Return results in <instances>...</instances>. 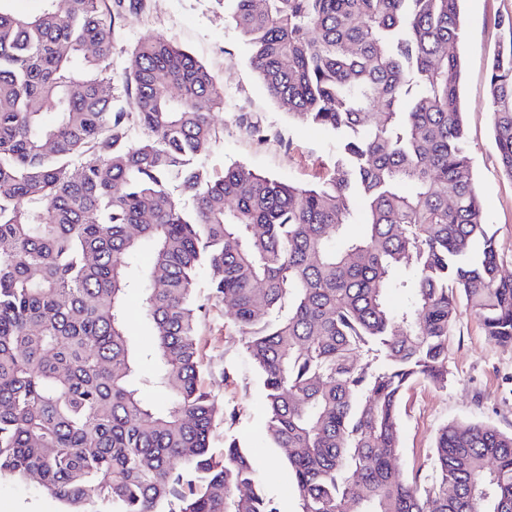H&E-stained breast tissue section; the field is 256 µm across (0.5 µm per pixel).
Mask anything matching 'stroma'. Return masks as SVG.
<instances>
[{"mask_svg":"<svg viewBox=\"0 0 512 512\" xmlns=\"http://www.w3.org/2000/svg\"><path fill=\"white\" fill-rule=\"evenodd\" d=\"M460 7L463 34L453 50L463 63L460 100L468 150L483 219L496 238L500 273L512 278V179L500 168L486 112L489 56L502 38L498 20L512 15V0H462ZM148 35L163 37L189 52L224 88V107L212 115L217 141L204 158L210 174L240 163L285 182L311 185L332 170L334 137L296 122L287 107L267 94L249 64L248 48L225 11L224 0H144L142 12L114 39V73L123 72L134 45ZM249 121L266 130V141L249 135L245 128ZM198 340L201 386L210 393L217 415L212 452L223 454L225 436L239 438L254 456L257 474L281 512H296L297 502L287 493L288 465L263 435V392L236 333L229 302L208 301ZM448 371L445 387L420 379L403 393L397 465L405 476L429 473L435 435L443 425L478 421L512 433V348L491 343L463 304L448 335ZM229 411L235 412L234 421H225ZM60 509L36 481L0 482V512Z\"/></svg>","mask_w":512,"mask_h":512,"instance_id":"stroma-1","label":"stroma"}]
</instances>
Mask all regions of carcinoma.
<instances>
[{
    "label": "carcinoma",
    "mask_w": 512,
    "mask_h": 512,
    "mask_svg": "<svg viewBox=\"0 0 512 512\" xmlns=\"http://www.w3.org/2000/svg\"><path fill=\"white\" fill-rule=\"evenodd\" d=\"M10 2L0 479L37 476L61 512H279L237 439L210 452L197 330L221 299L298 512H512V434L447 424L430 474L409 481L395 465L403 391L448 383L458 303L512 347V279L483 224L448 52L460 0H224L268 95L336 138L331 176L311 186L242 164L207 173L224 88L186 50L146 36L113 74L116 31L143 0H40L35 14ZM498 25L487 111L512 177V18ZM134 288L147 348L127 334Z\"/></svg>",
    "instance_id": "1"
}]
</instances>
